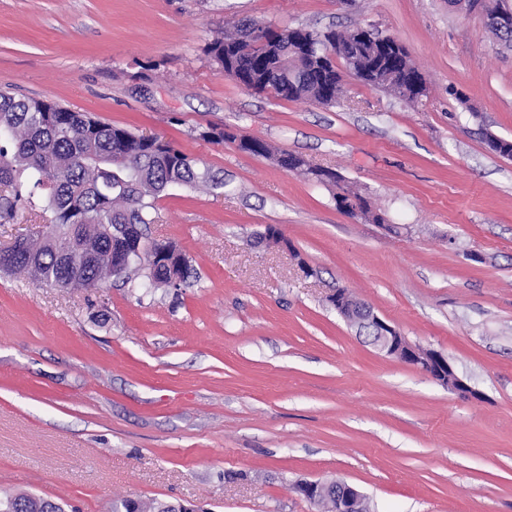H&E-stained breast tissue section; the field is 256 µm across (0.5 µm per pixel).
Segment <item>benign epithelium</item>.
Here are the masks:
<instances>
[{
    "mask_svg": "<svg viewBox=\"0 0 512 512\" xmlns=\"http://www.w3.org/2000/svg\"><path fill=\"white\" fill-rule=\"evenodd\" d=\"M132 258H146L153 263L158 256L142 243V237H126L117 245L116 266L112 267V272L120 270ZM330 301L349 324L353 325L356 320H361L371 343L380 352L416 368L464 397L477 396V392L457 376L447 357L439 352L411 345L394 326L381 318L372 308L366 306L360 310V314H355L354 308L347 304L346 296L342 295L340 288L331 295ZM302 486L309 494H314L322 488L336 489V512H366L368 508L364 495L343 480L304 481Z\"/></svg>",
    "mask_w": 512,
    "mask_h": 512,
    "instance_id": "obj_1",
    "label": "benign epithelium"
}]
</instances>
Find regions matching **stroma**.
<instances>
[{"mask_svg":"<svg viewBox=\"0 0 512 512\" xmlns=\"http://www.w3.org/2000/svg\"><path fill=\"white\" fill-rule=\"evenodd\" d=\"M374 28L426 82L416 105L348 79L336 105L257 94L206 51L241 20ZM0 90L163 137L222 177L172 188L149 237L189 287L42 288L0 272V492L65 512L120 496L202 512H313L337 478L373 512H512V48L448 0H0ZM228 131L335 170V186L210 139ZM276 226L288 244L257 242ZM307 262L314 270L305 276ZM347 289L446 356L464 399L385 356Z\"/></svg>","mask_w":512,"mask_h":512,"instance_id":"35a3bbf8","label":"stroma"}]
</instances>
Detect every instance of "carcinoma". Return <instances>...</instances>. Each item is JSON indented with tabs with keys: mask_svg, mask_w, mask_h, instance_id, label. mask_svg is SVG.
<instances>
[{
	"mask_svg": "<svg viewBox=\"0 0 512 512\" xmlns=\"http://www.w3.org/2000/svg\"><path fill=\"white\" fill-rule=\"evenodd\" d=\"M474 5L485 12L487 29L497 41L512 47V29L495 22L503 11L500 0H475ZM300 38L312 45L302 56L295 52ZM388 40L371 30H278L253 20L208 44L207 51L243 85L280 99L334 105L349 75L415 103L423 77L407 51L382 53ZM239 150L270 158L317 184L337 186L341 181L335 172L312 166L300 156L274 152L259 138H247ZM217 184L209 169L163 138L145 139L57 103L0 93V187L5 189L0 194V224L13 222L22 209L40 206L51 214L43 235L5 249L10 257L0 263V271L26 273L49 287L101 288L112 279V233L125 235L130 225L145 233L155 223L156 202L172 187ZM334 199L357 205L373 224L386 223L384 214L348 186ZM148 246L172 263L151 267L134 260L118 278L167 288L175 275L178 287L190 285L193 269L176 245L150 241ZM9 500L11 512H64L44 497L0 494V502ZM113 512L185 510L180 503L123 498L113 502Z\"/></svg>",
	"mask_w": 512,
	"mask_h": 512,
	"instance_id": "1",
	"label": "carcinoma"
}]
</instances>
